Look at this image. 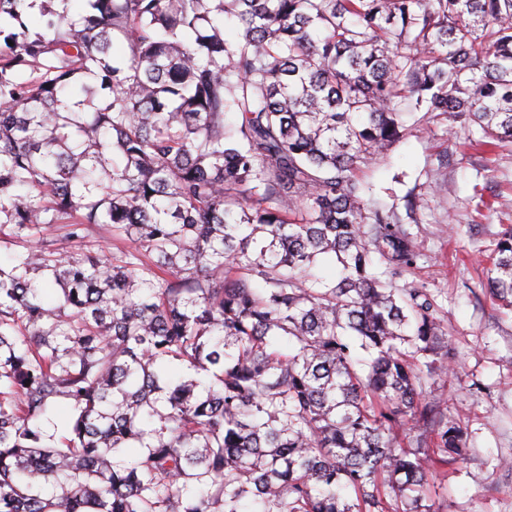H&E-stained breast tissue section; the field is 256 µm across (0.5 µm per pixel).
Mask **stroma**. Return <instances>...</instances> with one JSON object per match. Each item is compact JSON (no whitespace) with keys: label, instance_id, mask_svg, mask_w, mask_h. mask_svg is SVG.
Wrapping results in <instances>:
<instances>
[{"label":"stroma","instance_id":"1","mask_svg":"<svg viewBox=\"0 0 512 512\" xmlns=\"http://www.w3.org/2000/svg\"><path fill=\"white\" fill-rule=\"evenodd\" d=\"M407 133L364 179L374 201L396 208L420 253L404 283L426 289L452 340L454 367L425 389L446 402L467 432L464 459L449 461L438 477L447 512H512V311L481 288L487 256L512 208H479V200L512 199V145L488 151L471 145L447 118L405 119ZM423 206L407 214L405 200Z\"/></svg>","mask_w":512,"mask_h":512}]
</instances>
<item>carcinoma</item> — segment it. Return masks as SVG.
Returning <instances> with one entry per match:
<instances>
[{
    "label": "carcinoma",
    "mask_w": 512,
    "mask_h": 512,
    "mask_svg": "<svg viewBox=\"0 0 512 512\" xmlns=\"http://www.w3.org/2000/svg\"><path fill=\"white\" fill-rule=\"evenodd\" d=\"M71 2L0 0V512H443L450 340L358 171L405 112L512 142V0Z\"/></svg>",
    "instance_id": "obj_1"
}]
</instances>
